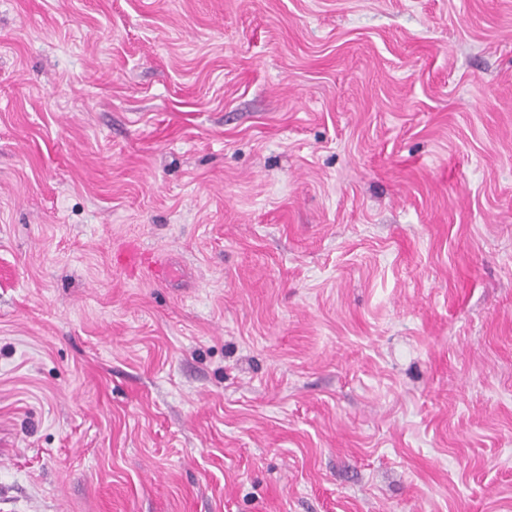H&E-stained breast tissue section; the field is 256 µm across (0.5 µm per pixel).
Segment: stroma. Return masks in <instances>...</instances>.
Segmentation results:
<instances>
[{
    "instance_id": "1",
    "label": "stroma",
    "mask_w": 512,
    "mask_h": 512,
    "mask_svg": "<svg viewBox=\"0 0 512 512\" xmlns=\"http://www.w3.org/2000/svg\"><path fill=\"white\" fill-rule=\"evenodd\" d=\"M0 503L512 512V0H0Z\"/></svg>"
}]
</instances>
